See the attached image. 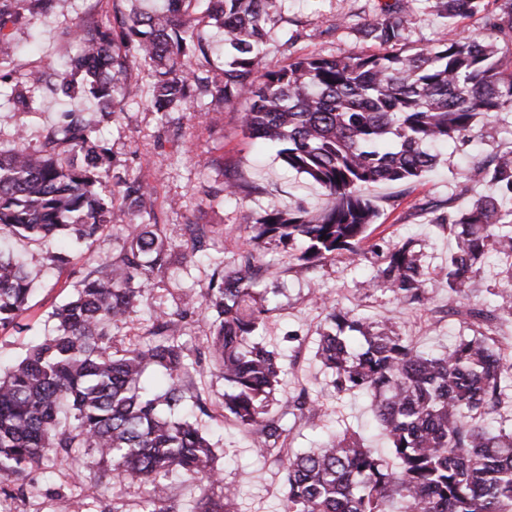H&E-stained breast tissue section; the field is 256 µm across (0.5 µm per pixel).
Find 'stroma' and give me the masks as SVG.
Listing matches in <instances>:
<instances>
[{
	"label": "stroma",
	"instance_id": "stroma-1",
	"mask_svg": "<svg viewBox=\"0 0 512 512\" xmlns=\"http://www.w3.org/2000/svg\"><path fill=\"white\" fill-rule=\"evenodd\" d=\"M388 2L279 0L258 72L285 66L290 58L300 55L347 57L379 52V44L364 37L361 29L381 15ZM114 7L112 0H58L53 15L29 18L15 35L21 47L17 71L46 68L60 57L75 55L76 46L64 41L61 31L78 19L108 27ZM483 31L482 14L449 23L439 17L434 0H416L404 46L424 47ZM130 77L138 94L109 120L92 112V100L65 99L46 86L34 93L41 103L39 113L0 112V141H9L14 128L25 125L31 130L28 144L36 148L42 130L53 124L60 112L86 110L87 120L95 124L96 139L111 151L113 176L137 178L149 186L155 215L172 245V264L165 273L153 276L128 319L112 328L110 340L119 349L143 341L153 312H175L184 293H204L212 274L208 260L211 251L223 250L225 267L234 268L248 248L255 219L270 201L313 213L326 204L319 186L288 170L277 146L245 135L243 101L224 104L223 116L215 122L206 115L210 106L206 97L198 106L163 119L147 106L146 72L134 69ZM511 147L512 113H503L486 122L480 142L449 144L438 164L418 181L372 187L369 195L378 217L369 229V250L359 260L344 255L308 269L289 260L287 249L277 242L266 244L261 255L266 268L263 286L273 294L275 305L262 335L282 353L285 370L275 412L287 413L289 401L301 390L320 394L318 410L292 422L284 440L289 451L308 450L323 436L347 429L376 448L386 462H393L379 434L370 398L331 395L330 375L315 356L316 340L326 317L319 299L325 296L371 321L391 323L397 333L426 350L443 351L455 337L465 335L463 316L448 313L447 289H433L427 308L419 310L399 303L391 293L366 287L365 282L373 273L377 250L405 240L412 241L420 252L430 276H437L454 247L447 230L437 225V218L447 215L449 203L463 206L490 192L488 186L466 181L463 166L474 159L489 160ZM230 182L245 186V193L234 196L223 192V185ZM189 224L203 226L207 232L206 250L190 257L185 254V227ZM124 242V230L106 228L91 250L73 251L71 263L65 265L54 259L55 244L10 242V251L27 265L40 268L41 279L23 315L28 331H0V367L11 366L25 354L31 340L43 335L48 313L71 295L85 272L87 256H118ZM187 389L189 394L199 393L207 399L210 413L199 417L198 424L214 445L215 465L224 483L237 493L239 512H282L284 470L274 457L257 454L250 437L225 418L223 378L206 368L188 379ZM79 475L84 478L83 489L89 499L123 507L124 512H137L147 491L146 486L114 479L110 463H96L91 455L80 453L31 473L25 495H0V512H71L70 495Z\"/></svg>",
	"mask_w": 512,
	"mask_h": 512
}]
</instances>
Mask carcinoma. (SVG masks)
I'll return each mask as SVG.
<instances>
[{
    "instance_id": "1",
    "label": "carcinoma",
    "mask_w": 512,
    "mask_h": 512,
    "mask_svg": "<svg viewBox=\"0 0 512 512\" xmlns=\"http://www.w3.org/2000/svg\"><path fill=\"white\" fill-rule=\"evenodd\" d=\"M193 0H162L156 9L114 13L110 31L72 23L66 36L80 51L57 72L56 91L87 92L104 119L129 93L131 63L148 67L150 103L157 112L186 109L202 96L225 103L243 99L244 132L280 146L289 169L322 188L317 213L267 207L255 221L249 249L233 270L215 262L202 296L187 294L175 313L151 318L147 340L112 350L110 328L125 321L150 276L166 269L171 246L159 225L136 221L150 192L121 181L124 206L115 208L109 152L75 112L43 130L39 150L28 130L0 143V239L51 242L67 231L92 242L123 223L126 247L115 260L89 266L74 295L49 315L50 334L0 375V494L16 488L52 457L83 448L112 463L122 479L154 485L177 473L203 482L192 512H237L236 494L223 486L215 450L198 423L176 417L185 401L208 415L184 381L200 365L175 336L178 323L201 313L210 321L206 351L224 378V417L253 434L263 454L277 449L288 427L271 414L283 373L281 354L259 339L271 310L256 291L263 244L277 241L303 266L362 256L377 211L365 191L381 183H411L438 162L436 148L478 136L477 124L512 112V0H437L439 15L455 22L481 12L485 34L460 36L403 50L412 0H395L365 36L383 51L353 57L306 55L256 76L277 0H205V17L224 30L229 59L222 78L193 68L210 44L187 13ZM56 0H0V85L11 78L10 50L26 15L49 13ZM32 70L11 86V109H32L30 93L46 82ZM494 187L464 207L448 205L441 227L455 240L443 269L448 312L480 274L487 255L512 285V149L464 173ZM38 271L0 252V331L22 333L21 315ZM397 299L428 305L430 279L413 249L397 242L381 255L367 281ZM472 335L440 354L420 351L384 325L328 306L316 356L331 374L336 395L371 396L397 466L354 435L336 434L319 448L286 457L284 512H512V358L495 338L494 323L512 308H468ZM155 367L161 391L141 385ZM221 486L220 495L210 487Z\"/></svg>"
}]
</instances>
